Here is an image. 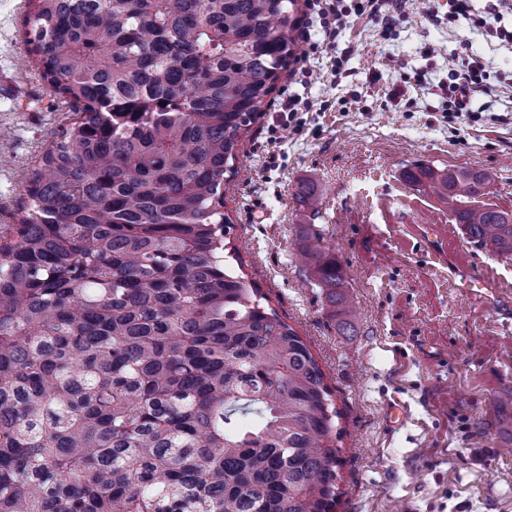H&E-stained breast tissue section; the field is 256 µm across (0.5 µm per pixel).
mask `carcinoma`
<instances>
[{"label":"carcinoma","instance_id":"cac0c4a2","mask_svg":"<svg viewBox=\"0 0 512 512\" xmlns=\"http://www.w3.org/2000/svg\"><path fill=\"white\" fill-rule=\"evenodd\" d=\"M28 6V55L74 116L0 234V512H334L332 390L224 259V183L296 57L295 0ZM412 179L512 255V214L471 205L485 171ZM302 240L351 325L336 257Z\"/></svg>","mask_w":512,"mask_h":512}]
</instances>
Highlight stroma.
Segmentation results:
<instances>
[{
  "label": "stroma",
  "instance_id": "stroma-1",
  "mask_svg": "<svg viewBox=\"0 0 512 512\" xmlns=\"http://www.w3.org/2000/svg\"><path fill=\"white\" fill-rule=\"evenodd\" d=\"M407 0L389 31L361 21L284 70L239 143L224 191L243 271L307 342L343 414L336 512H512V256L476 247L439 195L408 180L428 166L486 171L480 204L512 213V47L470 20L428 21ZM26 0H0V231L17 223L39 157L72 115L33 66ZM347 54L343 73L333 70ZM477 54L487 90L456 118L437 85ZM425 74L424 83L408 80ZM311 107L270 142L284 89ZM317 207L303 203L307 187ZM335 254L355 306L341 330L299 258L305 225Z\"/></svg>",
  "mask_w": 512,
  "mask_h": 512
}]
</instances>
